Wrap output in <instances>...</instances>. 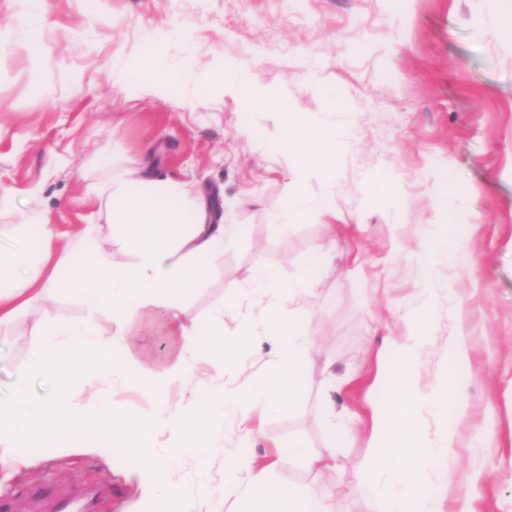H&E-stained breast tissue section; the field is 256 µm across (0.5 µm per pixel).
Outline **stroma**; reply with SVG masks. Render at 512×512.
Listing matches in <instances>:
<instances>
[{"label": "stroma", "instance_id": "stroma-1", "mask_svg": "<svg viewBox=\"0 0 512 512\" xmlns=\"http://www.w3.org/2000/svg\"><path fill=\"white\" fill-rule=\"evenodd\" d=\"M22 9V0H0V251L23 244L17 217L29 207L57 232L74 231L92 222L94 191L110 172L150 161L152 175L217 188L225 223L247 227L184 302L201 320L222 301L236 303L224 315L230 333L250 307L244 289L256 270L276 266L292 278L335 237L336 255L305 302L318 347L306 393L254 415L253 440L227 429L224 450L266 460L291 437L323 450L320 402L336 385L328 394L337 412L360 429L337 449L338 470L285 463L272 481L332 496L337 512L370 510L357 468L386 398L374 380L399 361L381 351L383 340L402 337L421 294L439 298L415 370L428 388L448 367V290L460 289L466 401L421 416L431 436L452 418L464 443L461 467L443 461L455 476L439 508L512 512V41L488 22L484 0H46L36 51L16 21ZM152 51L180 73L160 99L144 95L149 77L137 65ZM227 65L272 89L288 85L310 120L348 128L335 171L302 184L311 196L333 191L336 230L304 221L282 231L277 214L294 162L281 142L242 131L249 122L274 128L275 113L252 116L203 91ZM383 169L395 184L378 194L373 178ZM444 177L469 214L461 234L472 262L442 260L427 271L411 251L437 231L432 187ZM85 315L73 293L30 304L0 336V397L30 369L54 323ZM32 457L0 485L14 512H27L34 492L67 497L79 487L99 490L94 512L156 510L128 490L138 463L124 449H111L105 464L56 446Z\"/></svg>", "mask_w": 512, "mask_h": 512}]
</instances>
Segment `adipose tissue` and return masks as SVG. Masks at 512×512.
I'll use <instances>...</instances> for the list:
<instances>
[{"label":"adipose tissue","instance_id":"ef3b65f1","mask_svg":"<svg viewBox=\"0 0 512 512\" xmlns=\"http://www.w3.org/2000/svg\"><path fill=\"white\" fill-rule=\"evenodd\" d=\"M215 89L239 99L245 110L280 113L281 137L296 164L288 183V200L280 214L282 226L310 218L330 226L336 218L332 193L315 198L303 193L305 175L329 173L336 167V129L312 124L293 105L288 94L271 95L242 71L217 82ZM438 233L416 248L428 263L440 259L460 262L459 226L465 221L462 201L449 191L447 181L435 189ZM99 221L80 243L65 237L36 214L23 216L21 225L34 234L35 248L0 257V329L8 327L18 311L34 299L51 300L78 291L87 305V317L60 324L38 352L34 371L18 372L8 398L0 400V472L11 474L24 459L18 449L55 442L69 451L96 456L106 448H123L140 464L138 487L156 501L159 512H196V502L173 478V465L182 456L197 459L200 481H207L211 460L222 455L224 427L236 423L242 439H250L252 412L271 414L299 399L308 381L302 373L313 341L308 333L309 313L301 300L319 283L330 263L334 241L316 250L296 278L283 280L279 269L257 272L249 283L256 311L279 341L271 353L270 372L261 380L247 378L245 355L254 334L252 319L225 335L223 309L212 322L184 315L181 303L196 288L207 266L224 253V242L237 229L224 221L214 196L201 193L190 182L148 177L146 169L110 176L98 188ZM136 255L134 264L118 267L108 249L112 239ZM36 274H29L30 266ZM65 269L76 277L62 279ZM287 290V306L264 304L266 296ZM161 321L169 338L167 353L152 357L139 343L140 327ZM115 323L104 335L103 322ZM211 355L223 373L241 377L233 390L199 380L189 361L192 353ZM49 378L53 389L37 395L31 390L33 373ZM178 383L192 393L179 410L168 407L160 388ZM136 389L151 397L150 414L139 415L114 406L106 391L114 386ZM91 392L93 402L80 399ZM328 447L309 450L294 439L277 445L276 461L305 460L309 469L336 466L335 448L352 436V429L336 414L331 398L322 403ZM271 468L252 455L225 458L224 483L209 491L211 512H222L227 499L245 503V512H333L330 503L296 492L287 485H271Z\"/></svg>","mask_w":512,"mask_h":512}]
</instances>
